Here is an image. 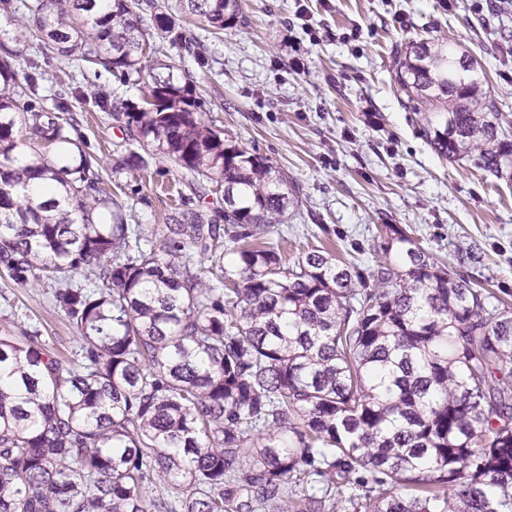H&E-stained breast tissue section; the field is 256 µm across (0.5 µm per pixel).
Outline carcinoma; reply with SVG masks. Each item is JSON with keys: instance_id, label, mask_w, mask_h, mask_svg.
Masks as SVG:
<instances>
[{"instance_id": "1", "label": "carcinoma", "mask_w": 512, "mask_h": 512, "mask_svg": "<svg viewBox=\"0 0 512 512\" xmlns=\"http://www.w3.org/2000/svg\"><path fill=\"white\" fill-rule=\"evenodd\" d=\"M181 2L203 31L242 21L240 0ZM22 11L0 39V266L53 289L85 355L0 336V512H512V307L396 224L370 278L323 250L288 259L273 233L295 186L224 138L190 78L153 79L140 106L78 87L39 104L52 60L142 76L152 27L198 52L161 0H0ZM475 68L424 41L397 62L430 148L511 178L512 126ZM76 93L142 150L131 171H185L159 241L72 138ZM37 182L54 195L34 202ZM219 185L224 207H189Z\"/></svg>"}]
</instances>
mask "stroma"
Masks as SVG:
<instances>
[{
    "label": "stroma",
    "instance_id": "1",
    "mask_svg": "<svg viewBox=\"0 0 512 512\" xmlns=\"http://www.w3.org/2000/svg\"><path fill=\"white\" fill-rule=\"evenodd\" d=\"M306 12L317 40L302 29ZM244 20L203 35L201 54L154 32L155 76H191L202 109L218 127L283 172L300 205L275 229L298 257L329 249L364 275L382 265L378 231L396 224L437 263L512 303V180L489 183L466 161L427 145L422 121L405 103L395 59L411 43L447 39L477 62L483 88L512 122V11L492 0H242ZM57 83L134 103L142 82L61 62ZM57 83L46 86L53 108ZM73 133L115 164L130 147L111 116L71 100ZM151 174H113L112 190L146 230L171 223L185 172L167 158ZM0 336H37L72 358L79 335L50 288L17 285L0 268Z\"/></svg>",
    "mask_w": 512,
    "mask_h": 512
}]
</instances>
